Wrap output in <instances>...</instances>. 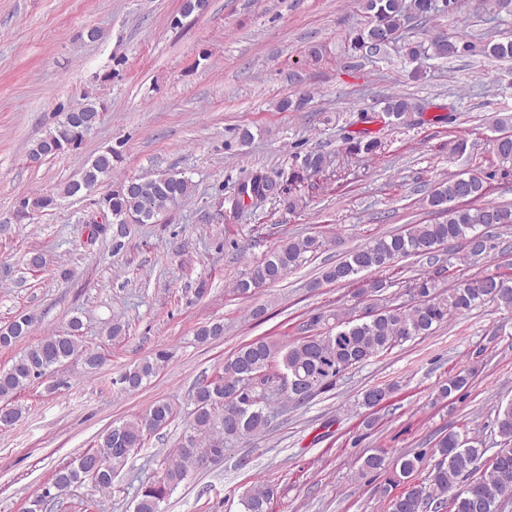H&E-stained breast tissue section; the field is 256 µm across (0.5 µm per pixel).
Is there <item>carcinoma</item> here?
<instances>
[{"instance_id":"cac0c4a2","label":"carcinoma","mask_w":512,"mask_h":512,"mask_svg":"<svg viewBox=\"0 0 512 512\" xmlns=\"http://www.w3.org/2000/svg\"><path fill=\"white\" fill-rule=\"evenodd\" d=\"M360 0L369 14L366 27L352 38L357 51L374 49L382 56L395 43L398 32L412 18L428 19L443 15L450 19L456 11L457 0ZM480 53L495 59H512V39L477 45L460 36L440 32L425 42L407 47L409 62L448 59ZM86 103L75 110L61 112V119L37 139L28 157L38 161L79 150L85 137L93 130L104 110V104L91 93ZM414 102L405 96L388 98L382 109L384 123L404 124ZM504 136L492 140V152L499 165L512 167V114L496 120ZM346 150L355 156H369L381 150V141L363 130L345 141ZM329 166L327 156L309 151L288 173V183H298L316 176ZM112 147H107L91 159L61 189L72 197L80 193L84 181L103 183L112 175ZM492 172H463L438 181L425 198L426 206L442 215L431 224H410L403 232L374 238L352 249L341 261L324 268L312 283H348L367 272L356 297H373L390 287L387 281L374 274L398 260L425 256L439 262L438 250L450 241L464 240L468 251L465 261L477 264L495 249L492 241L499 229L512 226V206L485 203L474 207L472 201L485 197ZM283 182L261 172H250L239 179L237 193L228 200L229 214L238 216L245 200H277L286 194ZM192 192L191 180L177 172L163 173L151 178H131L124 181L108 199V224L96 226L95 232L112 231L113 247L121 249L122 239L130 233L123 223L133 217L137 224H152L172 206ZM324 242L316 237H298L281 241L264 258L251 266L238 280L233 291L245 298L252 290L282 281L289 272L307 261V255L322 250ZM453 264L448 263L414 278L407 288L410 302L397 305L368 306L365 313L346 314L329 309L311 316L302 326L304 335L286 345L265 339H255L239 347L215 373L197 384L191 395L193 405L181 443L166 461L155 480L141 488L135 498L134 512H162L164 503L181 483L197 472L194 449H205L211 459L224 456V449L250 437L266 433L275 411L271 398L274 393L285 396L286 403L301 404L318 393L336 386L345 371L360 367L370 359L396 346L429 335L433 329L464 315L487 301L512 310V264L497 267L470 278H454ZM35 317L17 316L0 328V348L10 349L28 336ZM82 320L71 319V329L64 334L52 333L26 346L7 368H0V427L16 425L23 416L22 407L12 402L13 396L25 390L37 379H47L64 362L80 357L89 374L96 373L103 357L85 348L79 339ZM224 335V323L214 322L200 327L196 341L204 343ZM170 355L158 350L137 364L128 367L120 377V391L133 393L142 389L157 376L169 361ZM472 372L463 369L441 382L438 396L442 399L468 387ZM396 389L394 384L375 386L362 395V405L378 406ZM179 415L175 403L158 400L137 417L108 428L96 444L78 454L65 466L54 471L51 488L30 501L27 512H44L47 502L58 492L87 484L91 490L103 492L112 488L114 471L124 466L127 458L112 455V461L94 464L99 448H141L155 432L170 425ZM495 425L501 437L499 448L480 467L478 461L487 449L471 444L468 434L450 431L438 440L432 453L425 451L400 456L399 471L392 483L410 479L422 465L426 455L435 458L425 478L390 500V512H503L512 499V400L500 405ZM274 496L272 488L255 483L240 496L241 512H268Z\"/></svg>"}]
</instances>
